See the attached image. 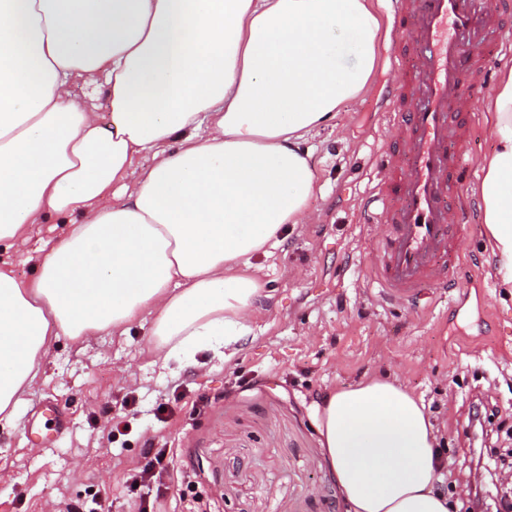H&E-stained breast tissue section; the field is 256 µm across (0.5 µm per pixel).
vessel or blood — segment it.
I'll list each match as a JSON object with an SVG mask.
<instances>
[{"label":"vessel or blood","mask_w":512,"mask_h":512,"mask_svg":"<svg viewBox=\"0 0 512 512\" xmlns=\"http://www.w3.org/2000/svg\"><path fill=\"white\" fill-rule=\"evenodd\" d=\"M397 79L383 116L401 141L381 153L389 171L362 204L368 224L385 225L369 275L389 301L420 307L423 289H455L461 244L453 226L466 203L452 200L467 166L473 127L463 116L487 80L483 53L512 44L504 18L512 0H390Z\"/></svg>","instance_id":"vessel-or-blood-1"}]
</instances>
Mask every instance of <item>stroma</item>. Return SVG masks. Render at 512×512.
Returning <instances> with one entry per match:
<instances>
[{
	"label": "stroma",
	"mask_w": 512,
	"mask_h": 512,
	"mask_svg": "<svg viewBox=\"0 0 512 512\" xmlns=\"http://www.w3.org/2000/svg\"><path fill=\"white\" fill-rule=\"evenodd\" d=\"M381 29L368 90L339 108L309 145L316 192L311 218L289 226L251 260L264 284L251 331L231 363L210 359L162 367L150 352V320L121 336L51 338L43 374L14 427H0V512H65L102 502L108 512H342L315 426L331 388L374 373L425 405L440 438L448 491L473 481L478 447L512 448V290L501 287L485 248L471 190L463 239L466 301L436 298L408 311L379 296L368 265L379 229L363 222L361 200L381 174L382 99L394 82L389 0H372ZM69 215L33 225L25 251L0 244V261L21 281L37 274ZM493 403L497 441L465 437L476 398ZM133 413L125 434L112 413ZM165 449L168 486L130 491L147 445Z\"/></svg>",
	"instance_id": "obj_1"
}]
</instances>
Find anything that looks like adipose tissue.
Segmentation results:
<instances>
[{"instance_id":"1","label":"adipose tissue","mask_w":512,"mask_h":512,"mask_svg":"<svg viewBox=\"0 0 512 512\" xmlns=\"http://www.w3.org/2000/svg\"><path fill=\"white\" fill-rule=\"evenodd\" d=\"M379 28L371 0H0V242L23 248L49 213L83 216L31 282L0 267V425L60 334L148 315L162 365L237 357L263 288L251 259L305 221L306 143L366 91ZM340 34L362 48L353 67ZM100 73L106 123L70 92ZM487 109L494 149L474 192L512 288V66ZM316 427L345 512H450L434 427L405 388L331 391Z\"/></svg>"}]
</instances>
